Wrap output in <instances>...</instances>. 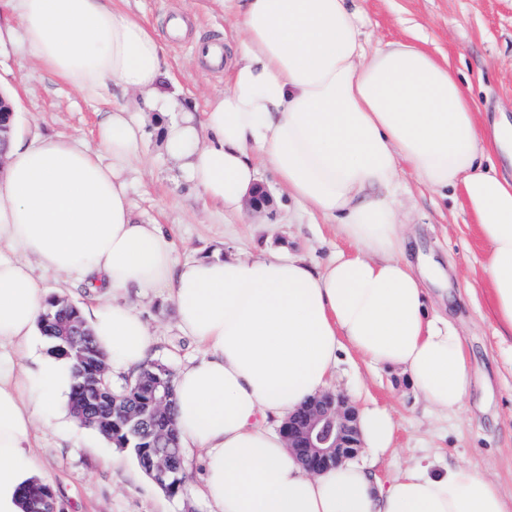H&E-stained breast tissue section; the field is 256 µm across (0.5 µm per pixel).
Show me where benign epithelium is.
I'll use <instances>...</instances> for the list:
<instances>
[{
    "mask_svg": "<svg viewBox=\"0 0 512 512\" xmlns=\"http://www.w3.org/2000/svg\"><path fill=\"white\" fill-rule=\"evenodd\" d=\"M282 433L288 447L317 473L355 458L362 448L359 407L339 391L306 401Z\"/></svg>",
    "mask_w": 512,
    "mask_h": 512,
    "instance_id": "obj_1",
    "label": "benign epithelium"
}]
</instances>
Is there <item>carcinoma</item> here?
I'll use <instances>...</instances> for the list:
<instances>
[{"label": "carcinoma", "instance_id": "1", "mask_svg": "<svg viewBox=\"0 0 512 512\" xmlns=\"http://www.w3.org/2000/svg\"><path fill=\"white\" fill-rule=\"evenodd\" d=\"M83 324L85 321L80 309L73 308L67 300L55 297L46 301L39 319L40 332L54 353L57 352V347L64 344L66 338ZM84 334L86 337L82 343L83 360L70 358L73 374L71 409L76 415L85 413L84 426L101 434L115 447L126 449L145 469L147 463L156 461L161 441L151 435L139 442L125 445L128 426L122 417L110 412V406H135L148 412L156 408L151 401V394L160 386L167 393L164 405L168 416L167 422L171 426L174 425V373L166 364L150 360L117 388L112 384L108 371L104 370L105 357L94 343L92 334L87 330ZM151 476L163 485L169 495L175 496L182 492L185 483L183 461L179 460L175 466L163 469L154 465ZM51 492L53 489L50 485L38 480L26 486L22 491L25 509H30L33 499Z\"/></svg>", "mask_w": 512, "mask_h": 512}]
</instances>
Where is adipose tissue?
Masks as SVG:
<instances>
[{
  "instance_id": "adipose-tissue-1",
  "label": "adipose tissue",
  "mask_w": 512,
  "mask_h": 512,
  "mask_svg": "<svg viewBox=\"0 0 512 512\" xmlns=\"http://www.w3.org/2000/svg\"><path fill=\"white\" fill-rule=\"evenodd\" d=\"M41 66L78 92L143 94L177 113L167 153L208 202L241 212L270 168L294 200L335 224L349 252L321 266L288 249L178 260L160 225L141 223L127 175L143 128L121 107L95 144L61 136L10 139L0 151V512H23L38 479L39 422L70 415L69 362L34 352L46 292L35 268L78 273L96 305L85 320L112 370L140 367L150 333L127 300L166 289L177 326L207 355L175 376L180 445L199 450L201 497L215 512H512L498 484L472 467L420 459L388 480L354 461L310 472L278 427L332 390L341 357L401 370L432 408L463 406L472 367L462 336L429 302L442 266L412 252L397 195L400 164L436 192L458 190L487 247L484 281L498 323L512 332V180L489 166L512 158V123L483 140L479 104L454 70L421 48L391 42L366 53L352 0H223L243 33L225 61L224 93L203 115L160 91L161 45L112 0H10ZM364 453L391 450L396 423L361 409Z\"/></svg>"
}]
</instances>
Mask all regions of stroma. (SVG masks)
I'll use <instances>...</instances> for the list:
<instances>
[{
    "mask_svg": "<svg viewBox=\"0 0 512 512\" xmlns=\"http://www.w3.org/2000/svg\"><path fill=\"white\" fill-rule=\"evenodd\" d=\"M362 17L367 51L394 41L411 43L438 60L448 61L472 87L483 111L502 112L512 120V0H354ZM121 9L149 27L180 16L194 31L163 35L164 79L174 85L184 106L200 112L223 93L224 73L199 64L197 43L226 40L238 48L240 30L232 14L216 0H122ZM0 91L15 108V130L34 135L80 137L94 142L98 123L113 105L140 113L144 138L140 162L128 177V197L144 222L171 230L179 259L229 250L260 252L284 247L313 265L326 262L348 244L332 225L288 198L269 169L262 184L267 208L241 214L206 203L180 163L164 148L166 118L142 108L137 92L109 100L74 91L50 71L34 64L21 38L0 44ZM402 219L425 255L449 271V300L431 289L434 305H447L448 318L463 337L473 368L469 398L462 408L440 412L427 406L405 376L365 361L343 359L335 386L358 405L388 408L396 422V454L375 467L385 477L424 456L470 466L495 480L512 498V334L492 312L483 282L486 246L458 192L448 196L419 184L410 170L399 178ZM152 333L151 359L178 369L203 356L204 349L178 330L166 291L130 294ZM37 452L44 464L41 479L53 487L60 512H209L197 494L204 477L198 457L185 459L182 494L162 491L127 452L112 447L96 431L75 439L57 422L39 426Z\"/></svg>",
    "mask_w": 512,
    "mask_h": 512,
    "instance_id": "stroma-1",
    "label": "stroma"
}]
</instances>
